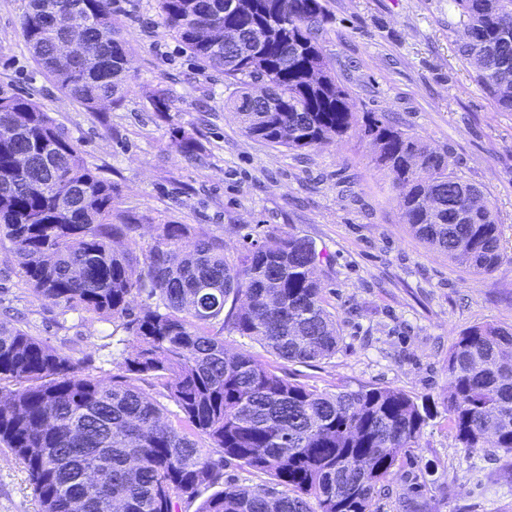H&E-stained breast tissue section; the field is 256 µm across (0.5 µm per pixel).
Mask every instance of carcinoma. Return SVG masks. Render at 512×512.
I'll return each mask as SVG.
<instances>
[{"label":"carcinoma","mask_w":512,"mask_h":512,"mask_svg":"<svg viewBox=\"0 0 512 512\" xmlns=\"http://www.w3.org/2000/svg\"><path fill=\"white\" fill-rule=\"evenodd\" d=\"M163 25L199 62L224 74L227 105L244 134L273 147L306 150L355 123L348 93L332 75L316 35L321 0H159ZM466 17L458 51L497 106L512 112V0H452ZM280 5L288 26L259 51L251 70L224 48V23L256 39L261 8ZM81 19L78 55L55 53L65 37L55 15ZM22 35L36 63L87 111L124 99L129 56L112 24L111 0H30ZM266 85L267 96L255 88ZM374 162L399 200L401 219L458 266L492 274L503 263L502 225L490 201L449 169L448 154L371 115ZM435 195L436 210L425 200ZM135 219L115 210L112 180L29 96L0 95V238L21 258L38 298L109 319L132 351L106 384L93 357L55 349L22 327L0 326V447L25 469L40 512H372L405 449L417 443L428 409L389 387L336 393L295 383L224 332L256 340L287 361L321 363L336 354V317L324 306L313 244L269 233L233 258L224 241L160 224L146 252L133 247ZM126 240L118 249L114 243ZM144 297L131 306L130 298ZM448 420L456 439L481 451L487 439L512 456V329L478 324L448 354ZM163 389L177 422L143 385ZM235 462L271 482L224 481Z\"/></svg>","instance_id":"cac0c4a2"}]
</instances>
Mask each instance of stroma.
I'll return each mask as SVG.
<instances>
[{
	"mask_svg": "<svg viewBox=\"0 0 512 512\" xmlns=\"http://www.w3.org/2000/svg\"><path fill=\"white\" fill-rule=\"evenodd\" d=\"M319 35L357 114L385 116L433 147L494 205L504 262L492 274L455 265L416 239L373 161L361 126L342 140L292 151L246 137L225 107L223 75L191 57L161 23L157 0H113L112 21L131 48L120 106L88 112L32 58L21 34L28 0H0V91L31 95L103 167L115 205L138 218L148 250L157 225L186 224L223 239L227 254L272 231L309 240L341 340L330 360L282 361L288 380L333 392L390 386L432 409L416 447L388 478L375 512H512V457L468 452L448 423V352L467 328H512V112L500 111L457 50L465 18L452 0H323ZM166 88L171 109L149 95ZM192 134L197 160L172 143ZM73 358L93 355L110 381L124 345L110 322L38 299L13 245L0 240V311ZM23 468L0 449V512H38Z\"/></svg>",
	"mask_w": 512,
	"mask_h": 512,
	"instance_id": "obj_1",
	"label": "stroma"
}]
</instances>
